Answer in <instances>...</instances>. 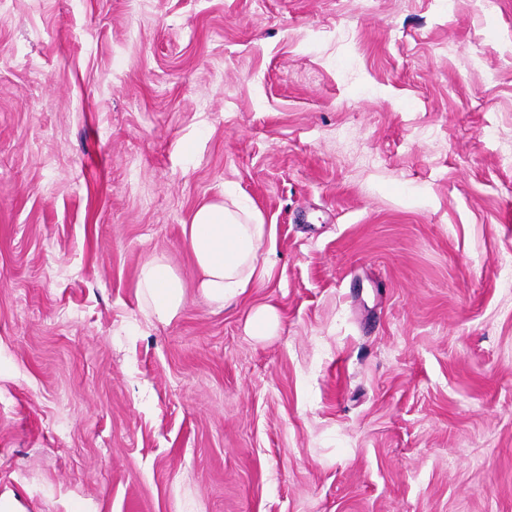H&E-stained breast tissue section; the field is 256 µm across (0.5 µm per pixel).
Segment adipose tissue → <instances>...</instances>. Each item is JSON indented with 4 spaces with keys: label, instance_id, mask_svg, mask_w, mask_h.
I'll list each match as a JSON object with an SVG mask.
<instances>
[{
    "label": "adipose tissue",
    "instance_id": "1",
    "mask_svg": "<svg viewBox=\"0 0 512 512\" xmlns=\"http://www.w3.org/2000/svg\"><path fill=\"white\" fill-rule=\"evenodd\" d=\"M184 235L199 273L197 286L216 306L230 304L272 275L276 255L273 227L245 204H203L185 225ZM137 296L149 317L166 325L185 305L186 283L165 257L155 256L140 270Z\"/></svg>",
    "mask_w": 512,
    "mask_h": 512
}]
</instances>
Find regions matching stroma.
Listing matches in <instances>:
<instances>
[{"label": "stroma", "instance_id": "1", "mask_svg": "<svg viewBox=\"0 0 512 512\" xmlns=\"http://www.w3.org/2000/svg\"><path fill=\"white\" fill-rule=\"evenodd\" d=\"M228 192L276 264L218 308ZM1 496L512 512V0H0ZM185 242L199 273L197 286L224 307L267 282L275 266L273 225L260 212L224 200L205 203L184 224ZM137 296L150 318L170 324L184 308L186 283L165 257L154 256L140 270Z\"/></svg>", "mask_w": 512, "mask_h": 512}]
</instances>
